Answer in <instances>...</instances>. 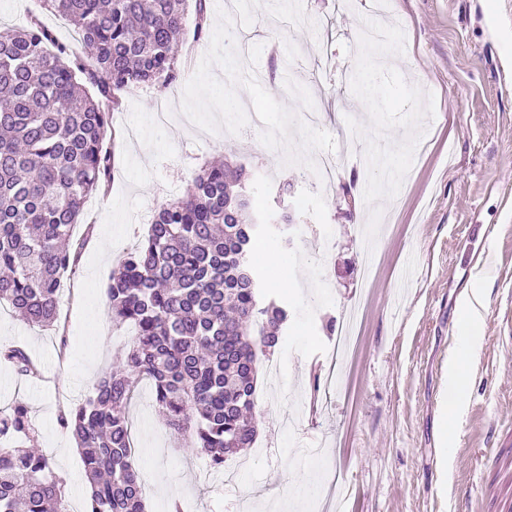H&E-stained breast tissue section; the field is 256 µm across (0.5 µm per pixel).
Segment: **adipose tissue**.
<instances>
[{
    "label": "adipose tissue",
    "instance_id": "adipose-tissue-1",
    "mask_svg": "<svg viewBox=\"0 0 512 512\" xmlns=\"http://www.w3.org/2000/svg\"><path fill=\"white\" fill-rule=\"evenodd\" d=\"M481 297L472 293L467 299V306L462 324L463 347L460 355L455 356L448 364V415L456 417L465 407L470 385L469 368L466 364L475 348L476 333L483 323L480 311Z\"/></svg>",
    "mask_w": 512,
    "mask_h": 512
}]
</instances>
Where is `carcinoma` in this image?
I'll use <instances>...</instances> for the list:
<instances>
[{"instance_id":"cac0c4a2","label":"carcinoma","mask_w":512,"mask_h":512,"mask_svg":"<svg viewBox=\"0 0 512 512\" xmlns=\"http://www.w3.org/2000/svg\"><path fill=\"white\" fill-rule=\"evenodd\" d=\"M45 2L81 34L82 51L49 49L53 37L36 20L0 29V304L51 327L62 278L78 262L73 228L109 178L110 111L127 90L177 80L189 7L199 35L208 16L207 0ZM253 178L241 164L203 166L109 275L112 322L132 326L135 339L92 395L57 415L81 451L87 512H145L128 420L143 378L166 426L189 434L212 466L254 443L260 356L279 345L288 310L250 260L267 226ZM0 361L39 376L21 345L0 346ZM34 433L27 404L0 409V512H65V480L42 452L15 445Z\"/></svg>"}]
</instances>
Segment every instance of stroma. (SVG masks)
<instances>
[{
    "label": "stroma",
    "instance_id": "obj_1",
    "mask_svg": "<svg viewBox=\"0 0 512 512\" xmlns=\"http://www.w3.org/2000/svg\"><path fill=\"white\" fill-rule=\"evenodd\" d=\"M210 0L208 32L186 26L198 68L123 94L108 188L73 231L84 247L59 326L0 306V343L27 347L43 380L0 364V408L26 402L36 448L84 512L79 449L56 416L92 393L130 343L106 304L108 277L155 210L200 167L229 158L253 170L271 224L251 261L288 310L279 347L260 361L252 448L213 472L175 434L141 383L129 409L134 461L152 512H512V0H388L389 37L363 43L369 0H237L227 22ZM36 15L77 48L44 0H0V27ZM250 47L240 68L236 45ZM247 132L228 141L224 121ZM371 154L328 193L306 179L346 139ZM423 143L420 159L413 147ZM290 211L292 225L278 223ZM378 240L363 282L361 239ZM291 286H280L282 277ZM484 296L472 382L448 421V362L460 348L469 290ZM362 304L349 357L333 360L345 311ZM68 336L60 350V336Z\"/></svg>",
    "mask_w": 512,
    "mask_h": 512
}]
</instances>
